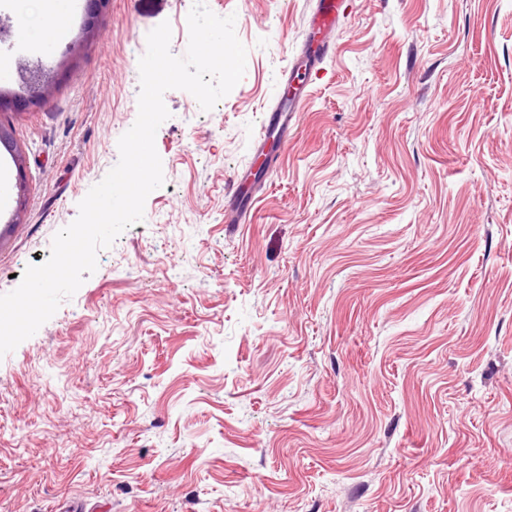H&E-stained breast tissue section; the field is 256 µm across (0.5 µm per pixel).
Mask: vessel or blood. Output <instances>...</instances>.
<instances>
[{"instance_id":"b4317fda","label":"vessel or blood","mask_w":512,"mask_h":512,"mask_svg":"<svg viewBox=\"0 0 512 512\" xmlns=\"http://www.w3.org/2000/svg\"><path fill=\"white\" fill-rule=\"evenodd\" d=\"M340 7V0H316V7L309 19V34L302 59L305 66H317L331 51L332 34L338 22ZM284 85L282 97L267 110L255 137L258 156L269 164L276 162L280 153L286 150L306 97L305 86L296 85L292 73H285ZM246 180V172L236 173L226 191V223L242 224L247 220L250 202L239 193L241 183Z\"/></svg>"}]
</instances>
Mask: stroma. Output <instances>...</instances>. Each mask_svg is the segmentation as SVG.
I'll use <instances>...</instances> for the list:
<instances>
[{"mask_svg": "<svg viewBox=\"0 0 512 512\" xmlns=\"http://www.w3.org/2000/svg\"><path fill=\"white\" fill-rule=\"evenodd\" d=\"M235 15L243 79L183 90L155 147L164 184L54 316L0 358V512H512V0H346L336 49L244 224L225 192L303 48L314 0H206ZM193 0L82 8L44 51L42 0L0 88L76 60L0 112V294L119 160L138 63ZM21 71L28 73L27 86L31 89V94L25 99H18L9 93L0 89V111L12 108H23L30 104H37L42 98L49 95L52 85L58 74H49L39 66L31 68L24 65Z\"/></svg>", "mask_w": 512, "mask_h": 512, "instance_id": "35a3bbf8", "label": "stroma"}]
</instances>
